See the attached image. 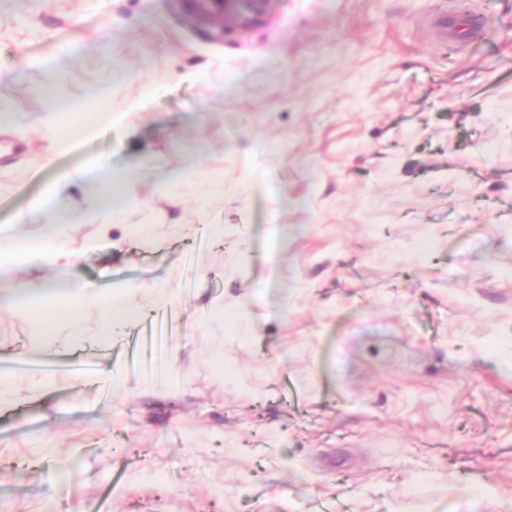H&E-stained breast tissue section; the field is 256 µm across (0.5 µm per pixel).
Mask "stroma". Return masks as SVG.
<instances>
[{
    "mask_svg": "<svg viewBox=\"0 0 512 512\" xmlns=\"http://www.w3.org/2000/svg\"><path fill=\"white\" fill-rule=\"evenodd\" d=\"M455 2L269 0L218 37L186 0H0V226L39 238L67 176L65 275L181 309L150 378L130 325L34 355L0 310V512L512 500V0H469L483 30L448 52ZM106 81L111 121L53 143L51 98ZM102 162L129 201L110 215Z\"/></svg>",
    "mask_w": 512,
    "mask_h": 512,
    "instance_id": "1",
    "label": "stroma"
}]
</instances>
